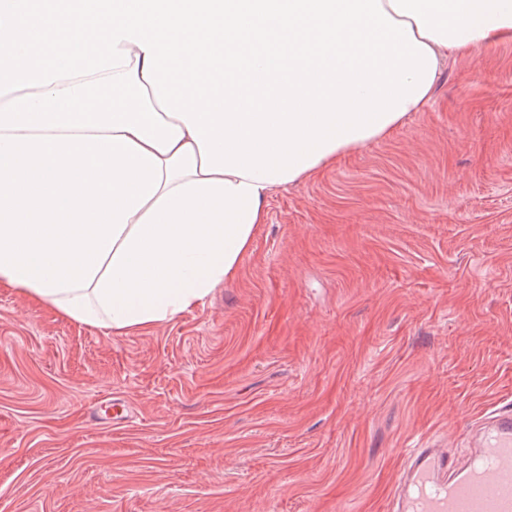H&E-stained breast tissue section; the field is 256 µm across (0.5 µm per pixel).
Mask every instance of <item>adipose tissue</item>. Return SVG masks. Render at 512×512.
Listing matches in <instances>:
<instances>
[{
  "label": "adipose tissue",
  "mask_w": 512,
  "mask_h": 512,
  "mask_svg": "<svg viewBox=\"0 0 512 512\" xmlns=\"http://www.w3.org/2000/svg\"><path fill=\"white\" fill-rule=\"evenodd\" d=\"M437 60L512 35V0H381ZM131 63L0 97V286L116 331L169 323L223 284L273 184L202 174L185 123ZM123 93L118 109L92 92Z\"/></svg>",
  "instance_id": "adipose-tissue-1"
}]
</instances>
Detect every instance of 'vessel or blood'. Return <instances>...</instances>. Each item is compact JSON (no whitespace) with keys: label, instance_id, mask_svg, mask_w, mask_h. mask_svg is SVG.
Wrapping results in <instances>:
<instances>
[{"label":"vessel or blood","instance_id":"obj_1","mask_svg":"<svg viewBox=\"0 0 512 512\" xmlns=\"http://www.w3.org/2000/svg\"><path fill=\"white\" fill-rule=\"evenodd\" d=\"M469 437L462 461L430 439L411 449L390 512H512V408L485 414Z\"/></svg>","mask_w":512,"mask_h":512}]
</instances>
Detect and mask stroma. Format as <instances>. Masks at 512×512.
Segmentation results:
<instances>
[{
    "label": "stroma",
    "instance_id": "35a3bbf8",
    "mask_svg": "<svg viewBox=\"0 0 512 512\" xmlns=\"http://www.w3.org/2000/svg\"><path fill=\"white\" fill-rule=\"evenodd\" d=\"M266 212L168 324L0 286V512H387L417 435L512 405V37Z\"/></svg>",
    "mask_w": 512,
    "mask_h": 512
}]
</instances>
